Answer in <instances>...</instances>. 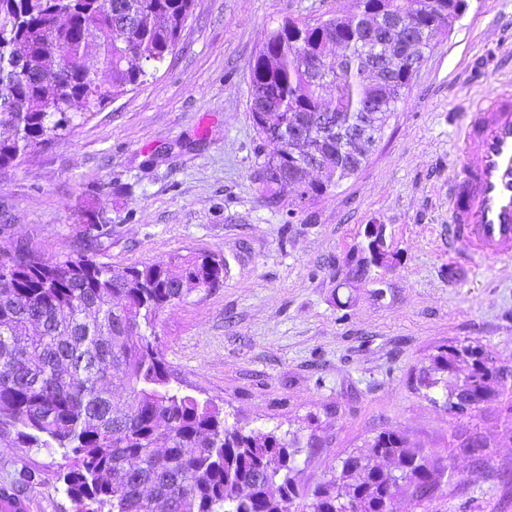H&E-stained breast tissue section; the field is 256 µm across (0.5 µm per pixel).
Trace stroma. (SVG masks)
Returning a JSON list of instances; mask_svg holds the SVG:
<instances>
[{
    "mask_svg": "<svg viewBox=\"0 0 512 512\" xmlns=\"http://www.w3.org/2000/svg\"><path fill=\"white\" fill-rule=\"evenodd\" d=\"M356 0H195L157 79L117 98L74 135L0 170V247L43 258L86 253L124 267L178 254L224 259L223 284L165 309L157 331L182 388L248 428L298 432L303 512L317 484L385 429L448 465L441 490L400 512H512V382L492 383L455 420L415 377L460 343L512 370V263L475 266L448 245V180L474 102L512 80V0H468L427 54L368 163L301 212L266 205L268 148L250 114L249 70L286 19L350 13ZM108 220L95 239L86 204ZM381 224L397 253L342 285ZM464 273L448 281V265ZM478 433L481 451L467 448ZM55 448H1L0 482L29 471L27 512H74Z\"/></svg>",
    "mask_w": 512,
    "mask_h": 512,
    "instance_id": "stroma-1",
    "label": "stroma"
}]
</instances>
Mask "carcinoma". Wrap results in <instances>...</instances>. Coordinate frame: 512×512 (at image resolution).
<instances>
[{
	"instance_id": "cac0c4a2",
	"label": "carcinoma",
	"mask_w": 512,
	"mask_h": 512,
	"mask_svg": "<svg viewBox=\"0 0 512 512\" xmlns=\"http://www.w3.org/2000/svg\"><path fill=\"white\" fill-rule=\"evenodd\" d=\"M377 1L386 15L414 12L434 21L419 56L450 31L459 0H358L357 11L310 22L288 19L267 33L250 70L251 114L274 145L260 179L268 205L291 210L322 190L288 160V124L323 132L308 146L321 154L327 183L351 176L336 128L378 105L389 119L415 73L390 63L366 83L359 74L362 27ZM194 0H0V169L69 137L88 114L153 78L180 39ZM336 90L335 103L324 91ZM80 219L99 230L90 208ZM224 260L181 255L112 268L88 254L45 260L23 245L0 249V446L59 448L62 480L75 512H291L298 496L296 433L247 430L219 407L173 385L156 333L159 315L193 292L224 282ZM474 348L449 346L419 370L455 416L451 379L467 363L492 381L499 369ZM385 454L405 465L390 473ZM446 467L401 434L384 430L351 451L318 486L308 512H386V500L415 495ZM32 475L0 484V501L20 499Z\"/></svg>"
}]
</instances>
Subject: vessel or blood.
Wrapping results in <instances>:
<instances>
[{"instance_id":"vessel-or-blood-1","label":"vessel or blood","mask_w":512,"mask_h":512,"mask_svg":"<svg viewBox=\"0 0 512 512\" xmlns=\"http://www.w3.org/2000/svg\"><path fill=\"white\" fill-rule=\"evenodd\" d=\"M448 182V241L494 261L512 260V83L466 114Z\"/></svg>"}]
</instances>
